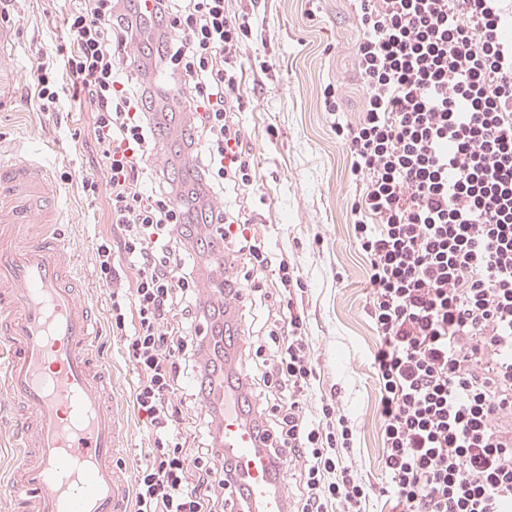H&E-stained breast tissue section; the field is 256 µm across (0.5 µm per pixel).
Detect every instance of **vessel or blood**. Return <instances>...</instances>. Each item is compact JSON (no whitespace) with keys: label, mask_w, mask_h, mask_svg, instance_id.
Returning a JSON list of instances; mask_svg holds the SVG:
<instances>
[{"label":"vessel or blood","mask_w":512,"mask_h":512,"mask_svg":"<svg viewBox=\"0 0 512 512\" xmlns=\"http://www.w3.org/2000/svg\"><path fill=\"white\" fill-rule=\"evenodd\" d=\"M45 166L18 155L0 176V395L27 409L7 475L24 512H131L114 468L126 446L122 403L93 359L99 329L68 284L74 254ZM224 391V454L250 512H287L285 469Z\"/></svg>","instance_id":"vessel-or-blood-1"}]
</instances>
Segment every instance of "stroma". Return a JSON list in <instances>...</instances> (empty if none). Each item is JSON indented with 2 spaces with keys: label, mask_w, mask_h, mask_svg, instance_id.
Masks as SVG:
<instances>
[{
  "label": "stroma",
  "mask_w": 512,
  "mask_h": 512,
  "mask_svg": "<svg viewBox=\"0 0 512 512\" xmlns=\"http://www.w3.org/2000/svg\"><path fill=\"white\" fill-rule=\"evenodd\" d=\"M229 7L248 15L252 29L243 48L246 90L239 119L259 191L244 199L245 211L265 233L269 252L297 266L308 286V336L320 376L308 402L317 404L321 392L339 386L356 429L358 474L370 489L365 510L389 512L372 368L378 341L366 314L369 262L355 243L350 211L360 189L348 179L347 150L331 127L323 96L327 85H339L342 118L357 122L363 100L354 71L359 37L354 5L352 0H230ZM65 39L62 17L47 0H21L18 18L0 28V168L11 164L21 144L51 172L65 164L75 169L72 181L56 184L62 230L80 254L85 296L104 308L110 290L95 276L94 253L98 237L112 233L107 196L91 199L81 188L82 176L104 173L90 138L91 108L73 100L69 84L53 114L38 111L26 92L39 47ZM95 361L114 369L125 394H132L136 374L110 333L102 334Z\"/></svg>",
  "instance_id": "obj_1"
}]
</instances>
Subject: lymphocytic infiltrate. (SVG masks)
Instances as JSON below:
<instances>
[{"mask_svg": "<svg viewBox=\"0 0 512 512\" xmlns=\"http://www.w3.org/2000/svg\"><path fill=\"white\" fill-rule=\"evenodd\" d=\"M229 0H68L67 45L43 50L31 93L59 109L63 78L92 107V139L119 243L100 239L96 276L109 287V329L132 362L134 405L151 436L135 475V512H225L235 467L207 410L183 437L181 407L223 381L228 302L262 310L261 334L237 362L264 447L288 451L295 512H362L367 484L352 459L355 428L316 378L297 266L272 262L252 219L224 205L256 170L232 102L240 96L248 16ZM356 71L364 106L340 124L352 181L354 238L369 261L366 313L379 338L382 469L400 512H512V26L500 0H358ZM156 45L171 87L188 94L200 173L190 193L147 170L168 115L139 39ZM211 237L235 261L202 293ZM132 283H125V276Z\"/></svg>", "mask_w": 512, "mask_h": 512, "instance_id": "1", "label": "lymphocytic infiltrate"}]
</instances>
